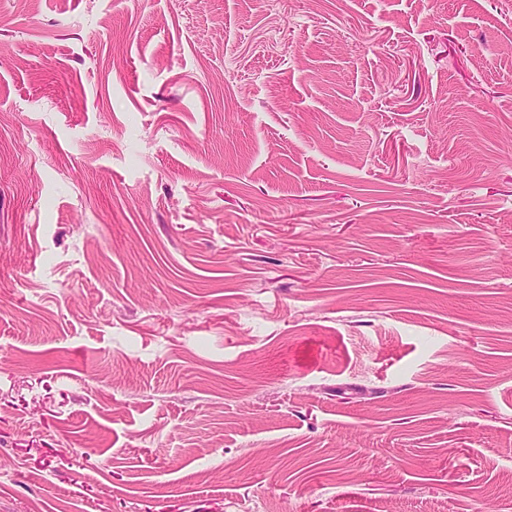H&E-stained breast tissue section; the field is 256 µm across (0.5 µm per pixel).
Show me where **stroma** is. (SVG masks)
I'll list each match as a JSON object with an SVG mask.
<instances>
[{"instance_id":"obj_1","label":"stroma","mask_w":512,"mask_h":512,"mask_svg":"<svg viewBox=\"0 0 512 512\" xmlns=\"http://www.w3.org/2000/svg\"><path fill=\"white\" fill-rule=\"evenodd\" d=\"M0 512H512V0H0Z\"/></svg>"}]
</instances>
